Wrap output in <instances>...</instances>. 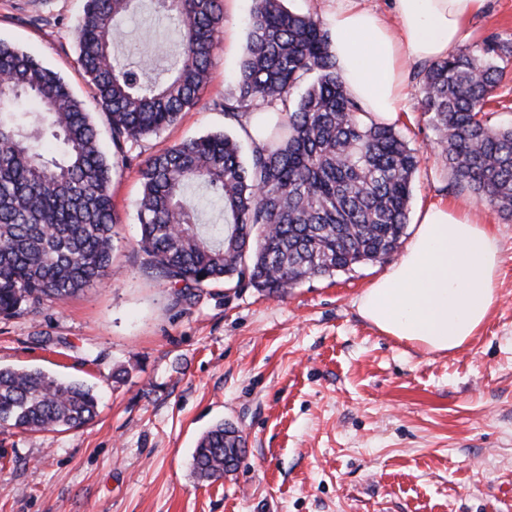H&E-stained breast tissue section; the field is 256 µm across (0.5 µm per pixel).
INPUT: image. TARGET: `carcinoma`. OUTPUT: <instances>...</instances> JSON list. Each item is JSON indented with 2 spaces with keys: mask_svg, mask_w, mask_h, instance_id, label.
I'll use <instances>...</instances> for the list:
<instances>
[{
  "mask_svg": "<svg viewBox=\"0 0 512 512\" xmlns=\"http://www.w3.org/2000/svg\"><path fill=\"white\" fill-rule=\"evenodd\" d=\"M234 91L210 108L242 130L263 112L243 154L226 131L144 155L142 141L197 105L224 26L222 0H155L180 35L161 73L133 59L122 35L139 0H82L78 63L112 143L64 78L0 40V319L64 302L112 267L114 163L138 167V246L151 273L190 305L214 284L281 297L300 283L389 258L403 243L419 157L391 125L363 120L345 90L320 20L284 0H253ZM512 45L487 38L420 72L423 112L451 172L448 190L512 216V125L489 124L496 59ZM220 224L201 223L193 185ZM92 387L42 369L0 367V428L79 429L98 415ZM237 430L218 422L199 438L195 477L238 469Z\"/></svg>",
  "mask_w": 512,
  "mask_h": 512,
  "instance_id": "1",
  "label": "carcinoma"
}]
</instances>
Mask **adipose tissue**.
Masks as SVG:
<instances>
[{
  "label": "adipose tissue",
  "mask_w": 512,
  "mask_h": 512,
  "mask_svg": "<svg viewBox=\"0 0 512 512\" xmlns=\"http://www.w3.org/2000/svg\"><path fill=\"white\" fill-rule=\"evenodd\" d=\"M485 8L486 0H394L392 25L360 0H336L327 19L336 71L369 118L396 121L409 62L447 57ZM499 265V240L472 209L431 204L399 261L359 294L357 308L385 335L449 353L486 322Z\"/></svg>",
  "instance_id": "obj_1"
}]
</instances>
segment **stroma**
I'll return each mask as SVG.
<instances>
[{"label": "stroma", "mask_w": 512, "mask_h": 512, "mask_svg": "<svg viewBox=\"0 0 512 512\" xmlns=\"http://www.w3.org/2000/svg\"><path fill=\"white\" fill-rule=\"evenodd\" d=\"M253 0H224L213 77L200 103L145 143L153 153L224 129ZM79 0H0V38L59 71L98 106L76 62ZM144 57L174 33L150 5L127 22ZM512 42V0H487L464 44ZM409 67L395 129L420 157L409 215L463 205ZM137 167L116 166L112 275L78 297L0 320V367L40 368L93 386L89 425L0 430V512H512V219L481 206L501 243L496 299L464 347L428 353L364 320L357 296L387 262L308 280L285 298L221 284L194 303L142 268ZM95 354L88 363L86 354ZM127 376L114 380L118 367ZM223 421L245 440L239 468L198 481L200 435Z\"/></svg>", "instance_id": "1"}]
</instances>
